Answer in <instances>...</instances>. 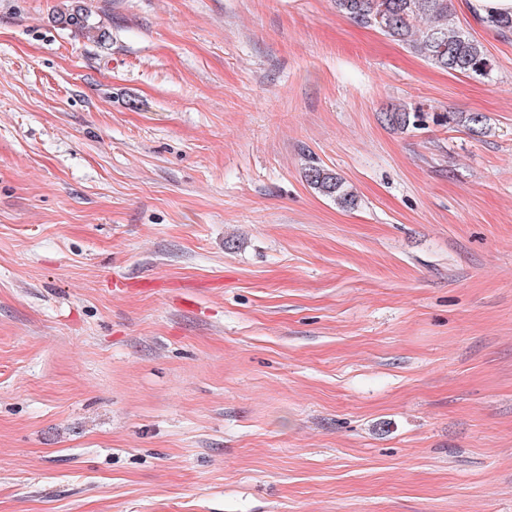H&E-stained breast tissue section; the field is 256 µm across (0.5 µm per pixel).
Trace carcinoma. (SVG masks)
I'll return each mask as SVG.
<instances>
[{
	"mask_svg": "<svg viewBox=\"0 0 512 512\" xmlns=\"http://www.w3.org/2000/svg\"><path fill=\"white\" fill-rule=\"evenodd\" d=\"M334 6L356 24L377 28L405 43L437 68L468 77H486L492 71L484 45L456 25L452 0H334ZM59 21L88 40L99 43L106 39V32L90 21V14L80 0H74L60 14ZM384 119L405 127L410 124L411 113L405 107H393L386 111ZM455 121L476 136L487 132V119L479 112H460ZM305 178L314 189L342 206L356 204V195L345 180L323 166L309 164Z\"/></svg>",
	"mask_w": 512,
	"mask_h": 512,
	"instance_id": "carcinoma-1",
	"label": "carcinoma"
}]
</instances>
